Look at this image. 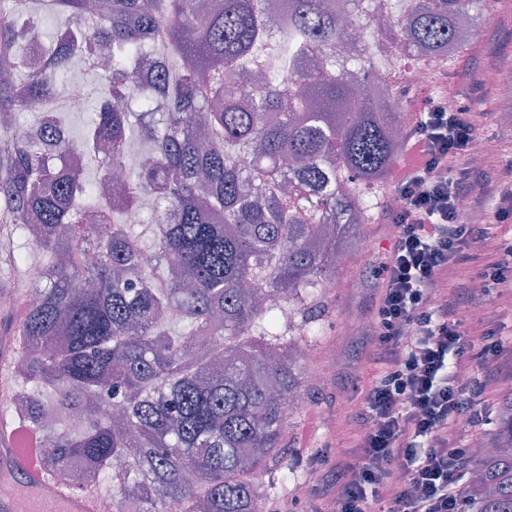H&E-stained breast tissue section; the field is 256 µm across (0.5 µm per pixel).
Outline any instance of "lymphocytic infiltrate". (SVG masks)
I'll list each match as a JSON object with an SVG mask.
<instances>
[{"label": "lymphocytic infiltrate", "instance_id": "lymphocytic-infiltrate-1", "mask_svg": "<svg viewBox=\"0 0 512 512\" xmlns=\"http://www.w3.org/2000/svg\"><path fill=\"white\" fill-rule=\"evenodd\" d=\"M476 139L471 111L437 95L404 137L408 158L392 174L403 205L388 213L394 243L364 342L374 372L351 416L356 452L332 468L334 512H465L464 432L488 424V387L512 380V349L472 315L479 293L512 288V240L484 257L479 287L448 285L487 236L469 221L482 198L460 166Z\"/></svg>", "mask_w": 512, "mask_h": 512}]
</instances>
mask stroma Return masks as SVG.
Masks as SVG:
<instances>
[{
    "label": "stroma",
    "instance_id": "stroma-1",
    "mask_svg": "<svg viewBox=\"0 0 512 512\" xmlns=\"http://www.w3.org/2000/svg\"><path fill=\"white\" fill-rule=\"evenodd\" d=\"M440 81L450 82L459 102L477 116L478 138L489 155L485 176H474L476 190L484 191V213L489 237L497 241L512 236V201L485 191L486 181H501L512 171V122H502L512 110V0L477 21L474 46L464 48L444 64ZM385 209L375 211L350 240L349 263L327 282L322 299L326 312L317 358L301 370L313 375L303 409L288 419L283 460L304 481L305 496L293 489H274L271 501H282L287 512H329L331 488L329 456L353 446L349 426L353 408L373 372L365 360L362 343L373 315L377 294L376 268L393 246L394 233L385 222Z\"/></svg>",
    "mask_w": 512,
    "mask_h": 512
}]
</instances>
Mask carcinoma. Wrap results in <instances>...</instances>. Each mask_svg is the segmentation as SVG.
I'll list each match as a JSON object with an SVG mask.
<instances>
[{"instance_id":"1","label":"carcinoma","mask_w":512,"mask_h":512,"mask_svg":"<svg viewBox=\"0 0 512 512\" xmlns=\"http://www.w3.org/2000/svg\"><path fill=\"white\" fill-rule=\"evenodd\" d=\"M288 2L274 37L265 0H0V264L50 268L21 295L0 283V437H37L44 474L112 512H262L265 477L297 481L279 451L299 355L401 149L382 60H452L495 0H386L372 45L374 0ZM343 14L363 22L347 58ZM47 15L66 41L32 37ZM75 60L94 76L79 141L42 108ZM145 197L170 220L136 233ZM498 438L471 458L469 512H512V428Z\"/></svg>"}]
</instances>
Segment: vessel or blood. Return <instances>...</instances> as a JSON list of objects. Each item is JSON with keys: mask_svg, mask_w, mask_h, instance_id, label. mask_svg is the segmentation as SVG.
<instances>
[{"mask_svg": "<svg viewBox=\"0 0 512 512\" xmlns=\"http://www.w3.org/2000/svg\"><path fill=\"white\" fill-rule=\"evenodd\" d=\"M30 498L32 512H39L42 501L56 502L58 512H97V503L87 495L64 491L44 479L33 450L0 441V512H14L16 493Z\"/></svg>", "mask_w": 512, "mask_h": 512, "instance_id": "vessel-or-blood-1", "label": "vessel or blood"}]
</instances>
